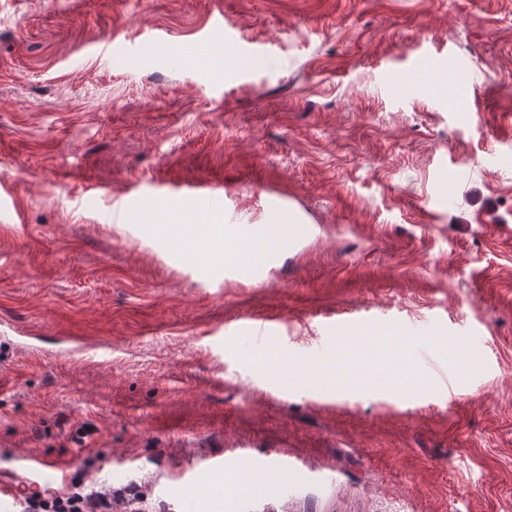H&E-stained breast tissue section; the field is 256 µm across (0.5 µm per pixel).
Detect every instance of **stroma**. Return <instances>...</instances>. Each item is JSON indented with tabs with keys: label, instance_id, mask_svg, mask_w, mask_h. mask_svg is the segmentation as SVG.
I'll return each instance as SVG.
<instances>
[{
	"label": "stroma",
	"instance_id": "1",
	"mask_svg": "<svg viewBox=\"0 0 512 512\" xmlns=\"http://www.w3.org/2000/svg\"><path fill=\"white\" fill-rule=\"evenodd\" d=\"M0 180V479L512 512V0H0ZM243 443L311 470L244 495L203 464ZM187 189L192 192L201 193L206 196L208 203L212 208L220 210L226 209L229 192L224 195V186L220 183L197 182L187 185ZM282 327L283 325L278 321L254 317L241 330L249 334L245 337L253 340L256 344H263L268 338L278 337ZM60 464L46 457H31L22 460L14 478L8 482H0V510L14 512L16 510L17 486H26L29 490L48 483Z\"/></svg>",
	"mask_w": 512,
	"mask_h": 512
}]
</instances>
